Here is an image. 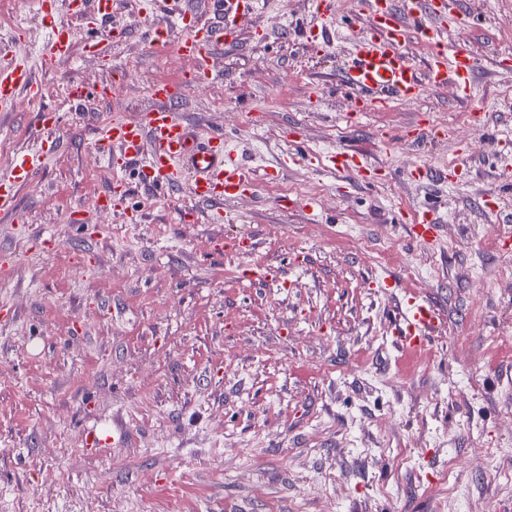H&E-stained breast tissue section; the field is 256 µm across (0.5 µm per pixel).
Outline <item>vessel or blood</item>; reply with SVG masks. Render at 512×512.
Wrapping results in <instances>:
<instances>
[{"mask_svg":"<svg viewBox=\"0 0 512 512\" xmlns=\"http://www.w3.org/2000/svg\"><path fill=\"white\" fill-rule=\"evenodd\" d=\"M123 0H78L80 9L90 10L97 26L107 27L118 13ZM212 21L197 24L195 14L183 7L182 0H146L145 8L154 13L176 15L183 22V37L177 42L178 52L193 59L197 67L190 83L212 78L208 61L214 50L233 42L239 24L250 13V0H203ZM369 13L365 29L352 32L355 51L342 79L344 87L356 97L352 112L385 110L397 99L413 101L426 91L454 85L461 97L476 92L473 81L480 67L478 59L459 47L449 45L443 34L445 26L463 21L461 12L449 8L446 0H403L394 8L391 0H364ZM415 23L431 47L426 72H419L405 50L403 41L408 24ZM72 48L69 29L58 26L48 46V59L56 61L69 55ZM182 85L157 83L149 94L154 102L139 118L113 119L106 125L95 147L118 149L125 160L142 161L145 180L155 190L181 183L187 184L193 197L212 204L214 222L228 221L226 201L242 195L251 184L250 178L235 159L224 153V137L214 132L203 133L184 122L178 114V103L185 94ZM29 101L40 98L39 88L29 61L21 56L0 63V112L15 111L20 95ZM41 154L25 155L11 169L0 175V212L15 209V192L44 165ZM333 168L343 173L373 180L383 176L384 166L368 163L357 153L343 148L329 156ZM410 238L423 247H434L438 238L436 219L431 211H418L408 227ZM441 318L437 307L428 299L411 296L406 300L403 322L397 329L402 349L426 351L438 334Z\"/></svg>","mask_w":512,"mask_h":512,"instance_id":"obj_1","label":"vessel or blood"}]
</instances>
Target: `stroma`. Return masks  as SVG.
<instances>
[{
    "label": "stroma",
    "instance_id": "35a3bbf8",
    "mask_svg": "<svg viewBox=\"0 0 512 512\" xmlns=\"http://www.w3.org/2000/svg\"><path fill=\"white\" fill-rule=\"evenodd\" d=\"M462 7L471 24L448 39L481 61L475 98L437 89L354 125L339 84L353 51L342 23L364 20L360 0H334L327 25L312 0H255L239 42L210 59L213 82L179 109L223 133L252 181L226 204L232 223L210 224L185 187L150 193L93 147L99 127L151 106L149 87L183 81L195 61L153 46L125 10L103 55L77 47L47 65L36 0H0V43L43 88L0 113V174L40 149L41 108L62 115L16 214L0 213V512H512V288L496 285L512 258L498 238L512 227V69L491 64L512 58V0ZM320 25L316 51L296 31ZM115 78L116 95L80 108L63 92ZM422 116L452 137L403 139ZM296 128L316 161H292ZM339 147L390 177L337 172ZM418 165L454 178L412 181ZM117 176L146 222H75ZM427 207L430 251L394 221ZM247 237L250 255L217 248ZM248 263L279 274L248 281ZM414 295L443 313L420 357L395 334ZM89 430L114 438L89 445ZM490 448L504 454L487 466Z\"/></svg>",
    "mask_w": 512,
    "mask_h": 512
}]
</instances>
